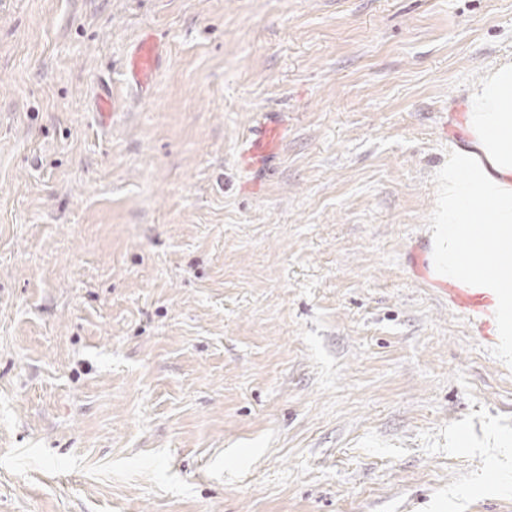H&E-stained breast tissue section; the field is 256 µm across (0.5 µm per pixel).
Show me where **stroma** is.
Returning <instances> with one entry per match:
<instances>
[{
	"instance_id": "obj_1",
	"label": "stroma",
	"mask_w": 512,
	"mask_h": 512,
	"mask_svg": "<svg viewBox=\"0 0 512 512\" xmlns=\"http://www.w3.org/2000/svg\"><path fill=\"white\" fill-rule=\"evenodd\" d=\"M505 57L512 0H0V512H512V363L415 267ZM160 62L158 43L153 36L146 35L139 41L126 67L128 80L140 89L141 94H146V97Z\"/></svg>"
}]
</instances>
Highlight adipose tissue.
<instances>
[{"mask_svg": "<svg viewBox=\"0 0 512 512\" xmlns=\"http://www.w3.org/2000/svg\"><path fill=\"white\" fill-rule=\"evenodd\" d=\"M470 146L448 159L441 185L447 208L449 277L480 274L486 255L501 258L512 275V60L488 70L468 98Z\"/></svg>", "mask_w": 512, "mask_h": 512, "instance_id": "ef3b65f1", "label": "adipose tissue"}]
</instances>
